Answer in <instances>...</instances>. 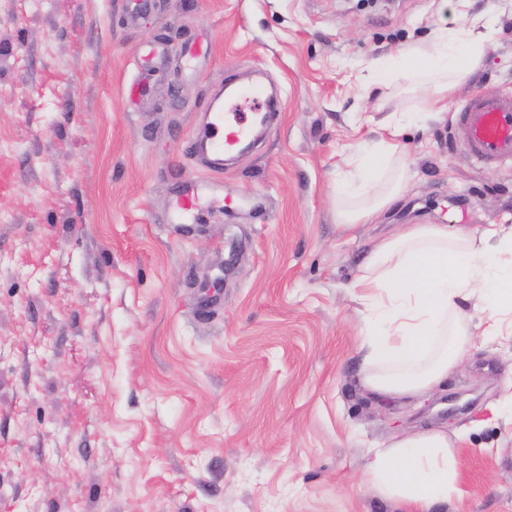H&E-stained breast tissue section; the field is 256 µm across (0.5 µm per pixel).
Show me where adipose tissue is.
Returning a JSON list of instances; mask_svg holds the SVG:
<instances>
[{"instance_id":"adipose-tissue-1","label":"adipose tissue","mask_w":512,"mask_h":512,"mask_svg":"<svg viewBox=\"0 0 512 512\" xmlns=\"http://www.w3.org/2000/svg\"><path fill=\"white\" fill-rule=\"evenodd\" d=\"M492 25L474 16L436 41L401 50L391 66L371 63L370 79L402 77L427 90L425 109L442 111L448 96L479 65ZM356 153L355 169L336 197L346 226L372 223L405 189L400 124ZM366 312L361 384L379 400L417 399L447 379L475 342L460 302L478 299L484 333L499 336L512 316V226L448 231L411 224L366 255L350 284ZM365 477L378 495L405 512H432L458 492L459 459L447 432L403 433L370 449Z\"/></svg>"}]
</instances>
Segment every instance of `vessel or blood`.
I'll use <instances>...</instances> for the list:
<instances>
[{"mask_svg": "<svg viewBox=\"0 0 512 512\" xmlns=\"http://www.w3.org/2000/svg\"><path fill=\"white\" fill-rule=\"evenodd\" d=\"M254 107L251 121H244L241 108ZM278 108V97L259 81H226L209 104L198 125L193 146L211 170L220 171L226 159L237 155L255 130L267 126ZM456 122L466 134L471 156L480 162L512 160V97H471L457 114ZM222 185L202 180L179 192L170 206L173 224H195L205 202L223 195Z\"/></svg>", "mask_w": 512, "mask_h": 512, "instance_id": "1", "label": "vessel or blood"}]
</instances>
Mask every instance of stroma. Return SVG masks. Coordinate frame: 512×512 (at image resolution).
Wrapping results in <instances>:
<instances>
[{"mask_svg": "<svg viewBox=\"0 0 512 512\" xmlns=\"http://www.w3.org/2000/svg\"><path fill=\"white\" fill-rule=\"evenodd\" d=\"M474 15L495 33L444 112L363 90L368 60ZM257 71L280 111L202 223H168L212 91ZM473 94L512 96V0H0V512H402L367 453L430 427L460 462L435 512H512V339L380 403L349 290L405 225H512V160L456 123ZM400 112L406 189L347 228L336 182Z\"/></svg>", "mask_w": 512, "mask_h": 512, "instance_id": "35a3bbf8", "label": "stroma"}]
</instances>
